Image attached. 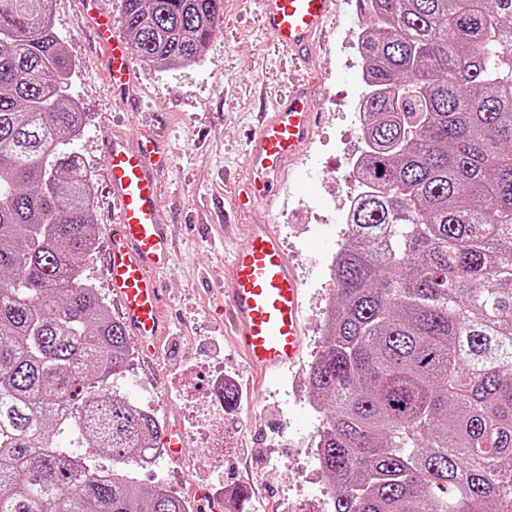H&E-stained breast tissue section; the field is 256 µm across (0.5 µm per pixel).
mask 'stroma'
<instances>
[{
    "label": "stroma",
    "instance_id": "stroma-1",
    "mask_svg": "<svg viewBox=\"0 0 512 512\" xmlns=\"http://www.w3.org/2000/svg\"><path fill=\"white\" fill-rule=\"evenodd\" d=\"M82 0H53L52 20L74 64L68 91L84 112L73 145L93 175L95 222L101 230L86 276L121 313L107 285V229L115 211L105 193L103 138L158 139L172 160L161 175L162 220L175 247L160 275L169 301V333L151 358H132L118 381L121 395L179 421L184 457L141 469L144 488L161 484L180 496L194 488L244 491L237 512H326L330 485L314 447L324 413L313 407L308 373L322 345L320 309L333 285L324 259L344 242L341 216L351 186L347 153L357 150L354 98L363 93L354 37L363 23L357 0H335L333 13L304 54L290 56L267 34L261 0H224V16L199 63L139 69L117 100L92 33L80 23ZM305 84L319 114L306 151L288 161L272 203L249 197L247 164L256 117L296 84ZM277 228L303 283V360L272 378L254 374L224 326L225 267L249 226ZM236 381L238 402L225 409L208 381L213 371ZM224 452H202L214 436Z\"/></svg>",
    "mask_w": 512,
    "mask_h": 512
}]
</instances>
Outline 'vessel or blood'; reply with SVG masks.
Returning a JSON list of instances; mask_svg holds the SVG:
<instances>
[{"mask_svg": "<svg viewBox=\"0 0 512 512\" xmlns=\"http://www.w3.org/2000/svg\"><path fill=\"white\" fill-rule=\"evenodd\" d=\"M333 0H262L265 26L273 40L295 51L309 46L331 13ZM83 20L93 31L112 91L124 95L136 70L124 52L118 26L99 0H83ZM314 114L301 93L266 116L250 141L248 163L255 175L254 196L273 201L285 162L299 155L311 137ZM167 155L150 138L133 140L107 134L102 162L108 191L119 216L108 229L106 274L126 327L147 354H155L167 334L166 299L157 275L171 258L168 228L161 222L159 172ZM231 283L224 299V320L248 364L270 377L301 357L302 288L280 237L269 225L250 226L227 269Z\"/></svg>", "mask_w": 512, "mask_h": 512, "instance_id": "1", "label": "vessel or blood"}]
</instances>
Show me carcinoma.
<instances>
[{
	"mask_svg": "<svg viewBox=\"0 0 512 512\" xmlns=\"http://www.w3.org/2000/svg\"><path fill=\"white\" fill-rule=\"evenodd\" d=\"M365 190L309 374L328 512H512V0H359ZM140 65L198 62L223 0H123ZM52 0H0V512H187L138 460L125 327ZM93 448L112 459L96 463Z\"/></svg>",
	"mask_w": 512,
	"mask_h": 512,
	"instance_id": "cac0c4a2",
	"label": "carcinoma"
}]
</instances>
